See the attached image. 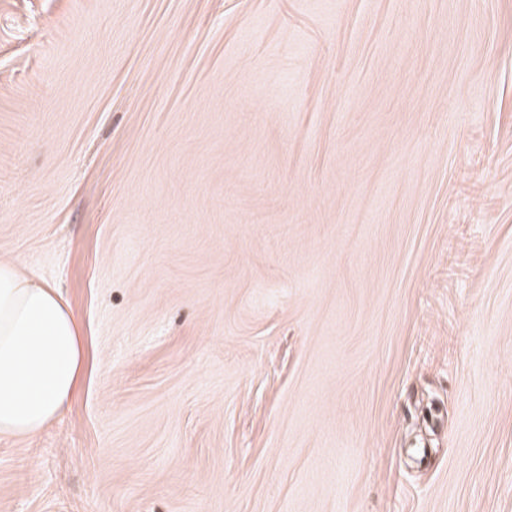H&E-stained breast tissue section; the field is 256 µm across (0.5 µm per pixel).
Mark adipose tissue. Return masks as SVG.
I'll use <instances>...</instances> for the list:
<instances>
[{"mask_svg":"<svg viewBox=\"0 0 512 512\" xmlns=\"http://www.w3.org/2000/svg\"><path fill=\"white\" fill-rule=\"evenodd\" d=\"M85 341L59 291L0 261V435L32 436L69 406L83 376Z\"/></svg>","mask_w":512,"mask_h":512,"instance_id":"obj_1","label":"adipose tissue"}]
</instances>
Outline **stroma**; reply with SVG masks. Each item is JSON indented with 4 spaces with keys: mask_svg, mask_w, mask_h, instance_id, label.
Segmentation results:
<instances>
[{
    "mask_svg": "<svg viewBox=\"0 0 512 512\" xmlns=\"http://www.w3.org/2000/svg\"><path fill=\"white\" fill-rule=\"evenodd\" d=\"M8 258L0 512H512V0H0ZM85 341L59 291L0 261V435L32 436L69 406L83 376Z\"/></svg>",
    "mask_w": 512,
    "mask_h": 512,
    "instance_id": "obj_1",
    "label": "stroma"
}]
</instances>
